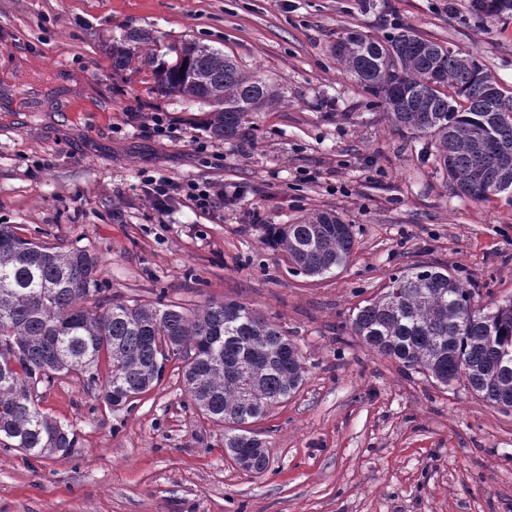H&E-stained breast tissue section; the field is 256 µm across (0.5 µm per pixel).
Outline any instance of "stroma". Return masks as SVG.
<instances>
[{
    "label": "stroma",
    "mask_w": 512,
    "mask_h": 512,
    "mask_svg": "<svg viewBox=\"0 0 512 512\" xmlns=\"http://www.w3.org/2000/svg\"><path fill=\"white\" fill-rule=\"evenodd\" d=\"M410 27L469 53L512 89V10L469 0H0V223L99 258L104 295L200 308L246 303L286 331L301 388L256 427L261 474L225 453L180 360L122 407L92 377H59L40 405L75 434L66 457L0 446V512H512V411L440 387L343 326L409 266L448 269L476 304L512 300V192L459 195L428 137L395 126L336 62L350 30ZM150 31L142 53L193 41L274 83L246 138L217 140L206 104L153 91L151 68L113 72L107 48ZM178 120L154 135L152 113ZM236 192L202 211L153 210L144 176ZM321 211L351 224L348 266L309 277L266 242L270 224Z\"/></svg>",
    "instance_id": "35a3bbf8"
}]
</instances>
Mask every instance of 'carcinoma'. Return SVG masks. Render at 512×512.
Returning <instances> with one entry per match:
<instances>
[{
    "mask_svg": "<svg viewBox=\"0 0 512 512\" xmlns=\"http://www.w3.org/2000/svg\"><path fill=\"white\" fill-rule=\"evenodd\" d=\"M152 34L131 29L112 40V71L153 67L155 93L209 105L203 121L218 139L242 134L244 117L280 102L278 90L244 72L230 55L196 43H171L174 61L138 49ZM337 62L375 97L397 126L435 140L437 161L460 194L474 200L512 190V93L484 94L483 68L412 29L386 40L351 31L336 42ZM268 241L307 276L346 267L352 225L322 212L296 224H272ZM98 258L85 249L46 246L0 224V442L34 457L64 454L74 433L40 408L41 383L81 375L107 354L106 403L148 391L165 357L185 360L184 382L201 413L224 423V447L257 474L267 449L253 447L246 425L265 417L303 382L297 346L276 323L245 304L213 302L189 310L161 303L115 302L100 292ZM370 349L442 386L460 384L494 407L512 410V302L477 309L473 291L446 271L417 265L388 291L358 308L346 325Z\"/></svg>",
    "mask_w": 512,
    "mask_h": 512,
    "instance_id": "obj_1",
    "label": "carcinoma"
}]
</instances>
